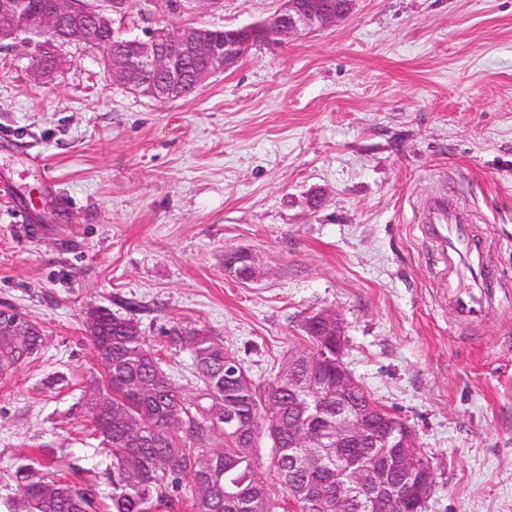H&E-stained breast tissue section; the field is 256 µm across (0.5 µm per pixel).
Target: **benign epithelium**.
<instances>
[{
    "label": "benign epithelium",
    "mask_w": 512,
    "mask_h": 512,
    "mask_svg": "<svg viewBox=\"0 0 512 512\" xmlns=\"http://www.w3.org/2000/svg\"><path fill=\"white\" fill-rule=\"evenodd\" d=\"M279 6L267 18L240 28L224 30V41L205 35L207 28L192 24H160L139 29L128 37L114 27L116 19L128 13V0H0V47L22 34L24 17L37 12L27 34L37 38L32 70L39 76L56 64L57 48L80 41L102 51V63L112 81L134 94L166 102L185 96L183 62L196 63L194 87L216 74L235 67L244 57V48L255 44H279L291 38L325 30L349 11L327 10L303 0H277ZM160 80L150 82L145 77ZM224 268L241 282L256 280L251 256L244 250L224 255ZM302 331L311 336H336V353L317 351L314 364L336 373V435L327 428L310 429L293 436L294 447L304 449L297 465L308 472L321 466L326 449H336L344 459L345 472L336 477V505L377 512L399 500L413 512H423L434 487V476L423 457L414 429L378 402L352 405L348 397L360 383L343 362L346 349L341 318L332 309L306 315ZM25 343L20 362L32 358L42 346L40 328L15 310L0 309V344ZM313 440L322 447L309 448Z\"/></svg>",
    "instance_id": "obj_1"
}]
</instances>
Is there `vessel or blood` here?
<instances>
[{
  "instance_id": "b4317fda",
  "label": "vessel or blood",
  "mask_w": 512,
  "mask_h": 512,
  "mask_svg": "<svg viewBox=\"0 0 512 512\" xmlns=\"http://www.w3.org/2000/svg\"><path fill=\"white\" fill-rule=\"evenodd\" d=\"M425 221L438 227L436 248L449 271L461 269L471 276L470 283L452 296L457 321L466 325L483 321L499 298V287L489 275L486 241L477 237L468 216L446 198L428 203Z\"/></svg>"
}]
</instances>
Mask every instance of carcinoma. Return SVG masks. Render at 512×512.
<instances>
[{
	"label": "carcinoma",
	"instance_id": "cac0c4a2",
	"mask_svg": "<svg viewBox=\"0 0 512 512\" xmlns=\"http://www.w3.org/2000/svg\"><path fill=\"white\" fill-rule=\"evenodd\" d=\"M173 343L187 349L199 387L188 394L165 384V371L143 336H128L120 317L104 320L102 335L92 337L95 350L112 356L101 380L86 393L112 406V420L93 408L92 435L112 449V495L105 512H158L163 503L173 509L170 491L187 483L190 490L208 488L205 497L191 495L192 512H284L255 466L257 442L275 435L270 469L285 494L292 495L305 482L324 492L320 512H336V463L328 462L309 476L299 473L295 458L303 452L288 443L296 427L324 428L336 419L332 384L321 390L322 403L300 421L288 400V385L304 387L319 370L306 356L289 366L288 377L259 387L240 385L224 377L231 354L224 344L202 331H174ZM232 409L238 426H224ZM20 498L19 512H98L90 490L54 472H42L35 463L12 474Z\"/></svg>",
	"mask_w": 512,
	"mask_h": 512
}]
</instances>
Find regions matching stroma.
<instances>
[{"mask_svg":"<svg viewBox=\"0 0 512 512\" xmlns=\"http://www.w3.org/2000/svg\"><path fill=\"white\" fill-rule=\"evenodd\" d=\"M182 4L174 16L156 0L125 26L238 28L275 8ZM33 53L0 48V308L44 336L0 380V512L8 473L32 460L99 501L112 492L85 430L102 373L88 312L133 320L191 392L173 330L213 336L260 386L326 307L347 369L417 434L435 477L425 512H512V0H355L336 26L253 46L168 102L114 84L81 42L41 81ZM444 195L492 239L505 287L477 325L456 321L424 223ZM239 248L256 281L225 271Z\"/></svg>","mask_w":512,"mask_h":512,"instance_id":"35a3bbf8","label":"stroma"}]
</instances>
